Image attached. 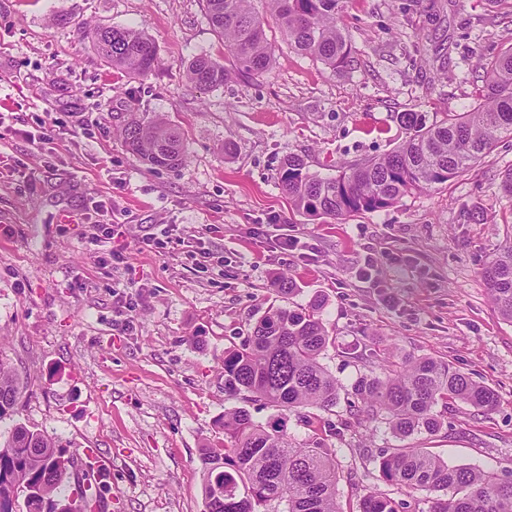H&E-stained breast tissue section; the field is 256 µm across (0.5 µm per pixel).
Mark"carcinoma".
Instances as JSON below:
<instances>
[{
  "instance_id": "cac0c4a2",
  "label": "carcinoma",
  "mask_w": 512,
  "mask_h": 512,
  "mask_svg": "<svg viewBox=\"0 0 512 512\" xmlns=\"http://www.w3.org/2000/svg\"><path fill=\"white\" fill-rule=\"evenodd\" d=\"M209 24L224 42L231 67L204 55L187 67L200 89L224 85L234 74L262 75L272 64L271 46L251 0H205ZM347 0H271L277 25L300 55L336 73L351 69L353 48L341 27ZM97 53L113 68L140 76L157 62L155 42L134 28L92 30ZM485 84L466 112H449L431 124L416 112L397 116L406 136L388 153L338 166L321 177L299 155L288 156L279 186L295 210L339 223L363 212L384 211L413 191L430 190L458 177L493 147L498 135L512 134V47L487 59ZM126 149L154 169L179 165L185 154L179 129L163 118L130 116L121 129ZM490 300L500 318L512 323V245L484 269ZM323 301L306 308H270L251 326L238 347L224 350V391L247 393L281 411H328L341 384L321 363L330 336L320 318ZM23 384L0 356V421L17 411ZM352 392L368 418L381 419L391 432L408 438L435 435L451 402L480 413L498 406V395L452 364L421 357L379 375L363 374ZM224 445L200 450L205 512H344L336 497V460L331 448L288 436L283 422L265 425L246 410L224 413ZM77 454L42 431L20 423L0 442V512H17L25 493L26 512H91L108 482L78 485ZM383 478L408 491H443L428 512H512V480L496 473L448 462L421 448H399L381 459ZM359 512H397L376 490L360 500Z\"/></svg>"
}]
</instances>
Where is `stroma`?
<instances>
[{
    "instance_id": "obj_1",
    "label": "stroma",
    "mask_w": 512,
    "mask_h": 512,
    "mask_svg": "<svg viewBox=\"0 0 512 512\" xmlns=\"http://www.w3.org/2000/svg\"><path fill=\"white\" fill-rule=\"evenodd\" d=\"M252 5L271 68L203 91L187 65L225 57L204 0H0V113L19 130L0 139V354L24 386L0 431L20 422L67 450L96 449L111 463L98 512H204L199 450L223 443L221 421L238 408L262 423L285 418L293 438L334 449L348 512L369 489L402 512H426L429 492L406 494L380 472L382 454L399 448L512 479V324L495 313L482 276L512 241V200L499 188L512 135L448 183L344 223L293 210L278 180L291 154L327 177L334 164L387 153L405 135L398 113L432 121L470 110L484 80L478 60L512 46V21L486 0H437L431 12L416 0H352L342 25L354 64L337 74L289 48L269 0ZM105 26L151 36L155 69L108 68L90 38ZM445 40L450 60L437 79L429 59ZM46 112L58 122L49 152L28 138ZM132 115L180 127L178 167L153 169L127 152L120 130ZM79 121L83 133L72 134ZM100 199L126 227L123 262L111 240L93 237ZM476 206L483 222L471 216ZM258 224L263 235L248 236ZM278 224L298 249L276 245ZM148 233L161 249L144 245ZM281 276L295 294L273 291ZM318 296L332 339L322 362L343 386L336 407L285 415L226 393L225 348L270 307ZM122 305L136 314L127 332ZM420 357L495 389L497 409L454 404L438 434L401 439L349 407L360 374Z\"/></svg>"
}]
</instances>
